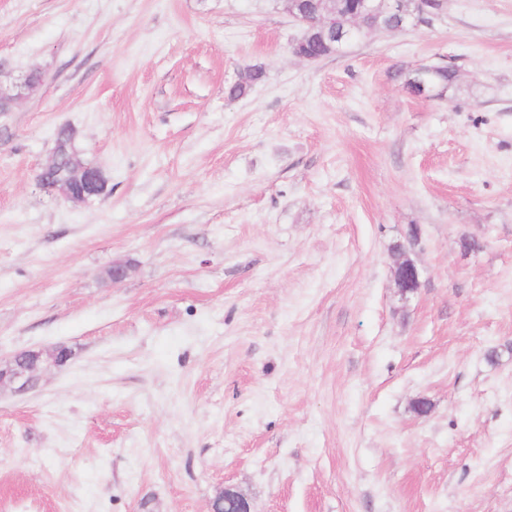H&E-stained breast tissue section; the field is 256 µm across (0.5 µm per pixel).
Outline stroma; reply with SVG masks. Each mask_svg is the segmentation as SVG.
<instances>
[{
	"label": "stroma",
	"instance_id": "stroma-1",
	"mask_svg": "<svg viewBox=\"0 0 512 512\" xmlns=\"http://www.w3.org/2000/svg\"><path fill=\"white\" fill-rule=\"evenodd\" d=\"M300 34L286 0H0V81L43 75L0 112V360L71 352L0 387V512H512V0ZM450 59L444 101L402 88ZM65 124L89 205L36 182ZM417 230H411L404 241L392 247V274L398 294L403 300H409L418 293L421 287L420 272L411 255L419 241ZM226 504L233 505L232 512H252L245 495L232 486L224 487V490L211 504L209 512H227Z\"/></svg>",
	"mask_w": 512,
	"mask_h": 512
}]
</instances>
